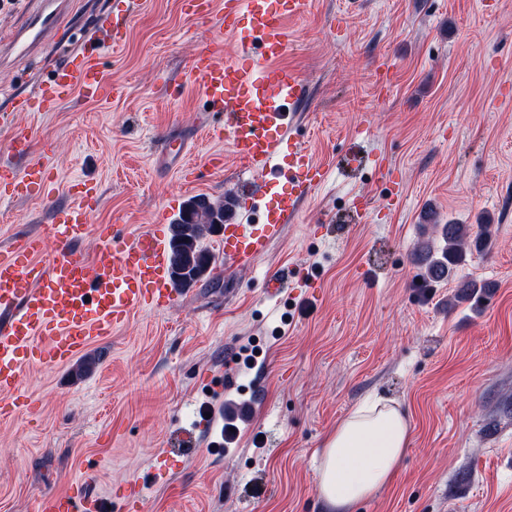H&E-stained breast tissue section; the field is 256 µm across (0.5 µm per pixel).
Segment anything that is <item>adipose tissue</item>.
<instances>
[{"label": "adipose tissue", "instance_id": "obj_1", "mask_svg": "<svg viewBox=\"0 0 512 512\" xmlns=\"http://www.w3.org/2000/svg\"><path fill=\"white\" fill-rule=\"evenodd\" d=\"M409 442L397 403L372 399L355 407L315 453L324 512H355L390 482Z\"/></svg>", "mask_w": 512, "mask_h": 512}]
</instances>
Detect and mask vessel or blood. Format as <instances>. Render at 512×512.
<instances>
[{"mask_svg": "<svg viewBox=\"0 0 512 512\" xmlns=\"http://www.w3.org/2000/svg\"><path fill=\"white\" fill-rule=\"evenodd\" d=\"M275 0H224V29L236 48L234 57L216 59L201 51L185 80L199 86L213 111L224 117V141L237 168L269 172L256 206L258 224H244L235 203L224 215V260L250 265L263 257L283 232L289 216L328 171L315 162L289 130L303 102L299 75L283 66L290 34L288 17L305 15L310 0H288L279 13ZM118 22H107L99 40L76 56L56 63L50 79L34 94L15 93L9 109L0 111V125L12 113L37 107L57 111L73 93L90 99L111 94L100 70V51L116 44ZM44 40L41 22L28 23L10 40L11 50L30 56ZM89 211L82 204L55 208L47 227L54 244L50 256L22 244L0 257V395L22 389L23 369L69 360L91 343L111 335L117 324L148 305H165L176 290L163 237L149 232L103 238L92 256L76 245L84 236ZM36 512H109L105 499L80 490L70 495L46 494Z\"/></svg>", "mask_w": 512, "mask_h": 512, "instance_id": "obj_1", "label": "vessel or blood"}]
</instances>
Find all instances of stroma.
<instances>
[{
	"label": "stroma",
	"instance_id": "1",
	"mask_svg": "<svg viewBox=\"0 0 512 512\" xmlns=\"http://www.w3.org/2000/svg\"><path fill=\"white\" fill-rule=\"evenodd\" d=\"M35 0L0 6V110L80 52L123 0H67L29 60L6 49ZM283 59L306 95L294 133L329 169L295 222L255 264L217 263L166 307L131 314L93 343L98 361L34 366L28 397L0 399V512H35L48 493L85 486L112 512H322L314 454L363 399L399 402L410 443L391 482L358 512H512V0H312L290 19ZM119 47L101 58L112 96L73 95L54 112H18L0 128V170L33 161L40 197L0 199V253L41 235L51 210L84 202L92 255L105 226L169 235V204L231 198L260 222L223 127L184 73L228 42L224 0L186 14L181 0H138ZM368 221L345 216L355 195ZM491 224L455 279L423 287L413 252L426 212ZM288 308L265 300L271 271ZM484 283L454 301L462 280ZM259 346L235 397L250 401L237 447L170 449L195 424L212 374ZM145 483L142 498L130 497Z\"/></svg>",
	"mask_w": 512,
	"mask_h": 512
}]
</instances>
